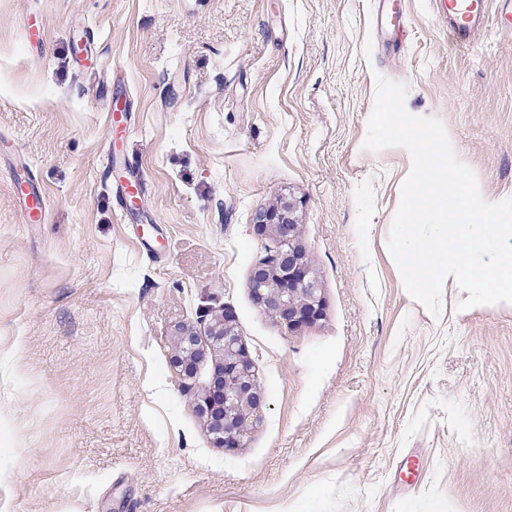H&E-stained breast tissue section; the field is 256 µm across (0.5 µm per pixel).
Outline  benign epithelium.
Segmentation results:
<instances>
[{"label":"benign epithelium","mask_w":512,"mask_h":512,"mask_svg":"<svg viewBox=\"0 0 512 512\" xmlns=\"http://www.w3.org/2000/svg\"><path fill=\"white\" fill-rule=\"evenodd\" d=\"M299 202L293 197L259 212L253 224L260 237L278 240L276 251L259 258L250 275L254 304L281 326L295 331L324 316L321 288L300 244ZM207 343L190 325L173 326L171 367L185 381L196 377L197 366L211 353L213 371L192 406L203 420L216 448L232 452L245 445L267 404L252 357L239 333L236 316L224 308L212 314Z\"/></svg>","instance_id":"7a95c632"}]
</instances>
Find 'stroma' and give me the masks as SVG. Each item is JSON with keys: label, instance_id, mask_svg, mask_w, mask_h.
Returning a JSON list of instances; mask_svg holds the SVG:
<instances>
[{"label": "stroma", "instance_id": "35a3bbf8", "mask_svg": "<svg viewBox=\"0 0 512 512\" xmlns=\"http://www.w3.org/2000/svg\"><path fill=\"white\" fill-rule=\"evenodd\" d=\"M378 74L512 196L496 22L465 44L434 0H0V507L512 512V305L409 297L387 243L412 159L364 146ZM288 195L325 300L294 332L249 290ZM225 307L268 399L233 452L192 407L211 360L169 364L173 325ZM16 178L21 184L23 192L22 201L29 222L35 224L41 223L45 209L42 194L32 188L26 176L22 177L20 173L16 172Z\"/></svg>", "mask_w": 512, "mask_h": 512}]
</instances>
